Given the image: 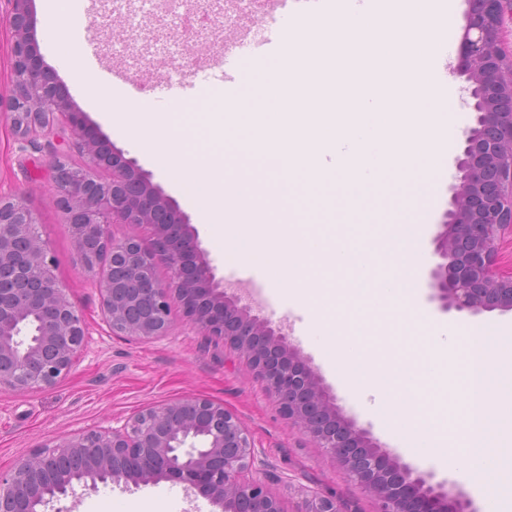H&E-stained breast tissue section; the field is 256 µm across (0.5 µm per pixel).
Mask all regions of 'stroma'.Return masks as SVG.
Listing matches in <instances>:
<instances>
[{
  "label": "stroma",
  "mask_w": 512,
  "mask_h": 512,
  "mask_svg": "<svg viewBox=\"0 0 512 512\" xmlns=\"http://www.w3.org/2000/svg\"><path fill=\"white\" fill-rule=\"evenodd\" d=\"M201 14L200 0H178L171 12L165 0H90L85 42L108 64L130 68L146 79L162 75L177 81L188 73L184 57L192 55L208 65L221 53L227 27L211 20L197 25ZM102 134L113 138L110 129ZM113 140L189 214L218 278L250 272L249 264L225 262L172 178L153 172L148 159L137 156L124 140ZM49 162L46 153L23 146L9 116L0 114V193L18 196L32 211L38 231L49 243L59 282L91 327L84 351L55 386L31 392L0 389V472L49 440L115 425L152 403L200 396L224 403L241 418L278 477L273 489L283 512H301L309 488L338 497L350 512H376L374 498L345 478L335 458L289 425L235 351L186 323L180 304L172 306L175 327L169 337L142 341L112 335L102 320L99 276L77 263L70 226L53 201ZM395 217L408 221L413 211L403 191L394 190L387 180L353 191L346 200L320 201L315 219L331 225L336 235L353 236ZM265 300L264 316L278 325L290 323L293 345L320 368L304 339L303 313L290 309L281 293L269 292ZM56 506L60 512H219L206 498L170 481L138 487L101 483L81 491L79 498L60 499Z\"/></svg>",
  "instance_id": "1"
}]
</instances>
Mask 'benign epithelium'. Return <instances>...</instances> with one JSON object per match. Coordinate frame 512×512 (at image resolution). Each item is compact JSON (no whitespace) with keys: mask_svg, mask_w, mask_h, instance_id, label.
<instances>
[{"mask_svg":"<svg viewBox=\"0 0 512 512\" xmlns=\"http://www.w3.org/2000/svg\"><path fill=\"white\" fill-rule=\"evenodd\" d=\"M14 92L0 98L12 130L36 147L59 121L75 137L84 163L52 149L50 180L70 225L78 259L100 280L103 320L114 336L140 340L173 330L172 301L187 324L233 349L259 378L288 422L341 465L347 479L376 499L377 512H473L462 492L422 473L357 426L279 326L241 303L216 279L189 217L149 173L102 137L70 100L34 41L30 0H8ZM457 68L470 82L475 126L456 159L450 208L432 242L442 259L428 275V301L443 314L512 311V267L500 266L512 238V52L503 43L512 0H467ZM32 212L0 194V387L49 388L68 372L88 340L37 232ZM115 224L150 230L149 239L118 236ZM171 270L159 279V264ZM145 280L142 298L124 295L110 274ZM268 464L240 418L205 397L141 408L116 427H95L21 456L0 473V512H43L76 487L97 483L187 484L222 512H282L265 479ZM301 512H343L336 498L306 491Z\"/></svg>","mask_w":512,"mask_h":512,"instance_id":"obj_1","label":"benign epithelium"}]
</instances>
